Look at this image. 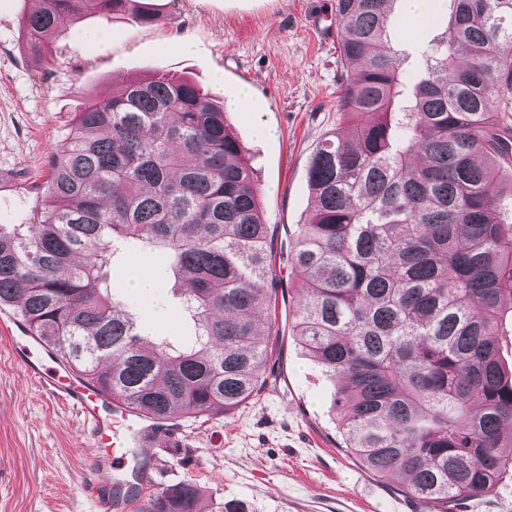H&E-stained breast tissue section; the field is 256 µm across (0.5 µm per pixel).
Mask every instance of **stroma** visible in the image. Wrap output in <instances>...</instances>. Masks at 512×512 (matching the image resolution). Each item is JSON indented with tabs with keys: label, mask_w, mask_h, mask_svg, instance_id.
<instances>
[{
	"label": "stroma",
	"mask_w": 512,
	"mask_h": 512,
	"mask_svg": "<svg viewBox=\"0 0 512 512\" xmlns=\"http://www.w3.org/2000/svg\"><path fill=\"white\" fill-rule=\"evenodd\" d=\"M157 23L125 14L86 16L51 39V60L24 48L20 19L34 0H0V227L29 223L45 162L60 144L72 112L91 95H109L122 81L161 70L195 81L226 102L249 93V109L226 120L247 148L261 187L263 218L273 234L271 264L290 288L262 309L278 338L266 364L265 387L234 414L208 421L180 419V448L139 453L157 487L190 480L201 489V512L237 502L246 512H431L372 475L343 447L332 388L292 334L294 284L304 278L289 259L299 224L309 217L310 157L321 141L343 135L338 110L342 71L335 39L336 0H150ZM447 0H400L391 31L422 63L429 40L447 18ZM84 30L107 42L79 41ZM268 128L258 135L256 125ZM153 280V291L131 286ZM112 289L141 316L153 338L180 341L192 324L158 256L122 247ZM99 471L85 449L77 413L33 383L0 340V512H120L98 500Z\"/></svg>",
	"instance_id": "35a3bbf8"
}]
</instances>
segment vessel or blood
<instances>
[{"label": "vessel or blood", "mask_w": 512, "mask_h": 512, "mask_svg": "<svg viewBox=\"0 0 512 512\" xmlns=\"http://www.w3.org/2000/svg\"><path fill=\"white\" fill-rule=\"evenodd\" d=\"M0 333L6 335L8 351L24 373L76 410L88 445L96 453L102 470L99 492L102 500L110 498L112 474L123 470L127 463L126 449L155 448L178 442L177 427L162 426L144 418L75 377L62 358L22 327L19 319L0 317Z\"/></svg>", "instance_id": "obj_1"}]
</instances>
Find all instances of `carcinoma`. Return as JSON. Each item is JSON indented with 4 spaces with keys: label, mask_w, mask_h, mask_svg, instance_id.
Returning a JSON list of instances; mask_svg holds the SVG:
<instances>
[{
    "label": "carcinoma",
    "mask_w": 512,
    "mask_h": 512,
    "mask_svg": "<svg viewBox=\"0 0 512 512\" xmlns=\"http://www.w3.org/2000/svg\"><path fill=\"white\" fill-rule=\"evenodd\" d=\"M397 0H337L348 136L325 139L313 211L290 250L305 279L293 335L332 387L345 451L437 512L512 479V371L497 342L512 313V0H449L419 71L390 34ZM160 16L142 0H40L28 52L84 15ZM31 224L0 230V309L87 383L166 423L229 414L266 385L271 275L259 183L224 107L156 73L73 113ZM154 250L196 331L146 347L109 284L115 244ZM270 281V288L261 287ZM192 482L138 512H199Z\"/></svg>",
    "instance_id": "1"
}]
</instances>
